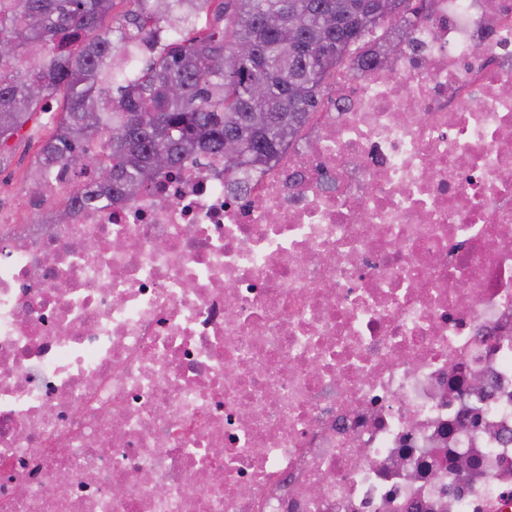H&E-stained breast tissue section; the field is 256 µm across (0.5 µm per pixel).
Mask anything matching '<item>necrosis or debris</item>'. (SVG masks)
<instances>
[{"label":"necrosis or debris","instance_id":"1","mask_svg":"<svg viewBox=\"0 0 512 512\" xmlns=\"http://www.w3.org/2000/svg\"><path fill=\"white\" fill-rule=\"evenodd\" d=\"M507 84L512 0H430L264 170L189 157L60 223L44 206L71 172L20 181L0 208V512L512 500Z\"/></svg>","mask_w":512,"mask_h":512}]
</instances>
